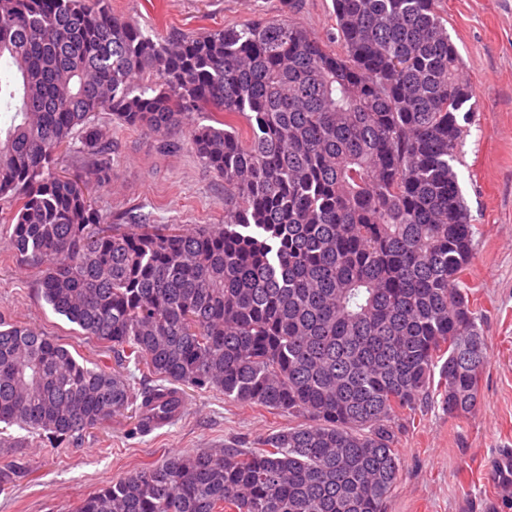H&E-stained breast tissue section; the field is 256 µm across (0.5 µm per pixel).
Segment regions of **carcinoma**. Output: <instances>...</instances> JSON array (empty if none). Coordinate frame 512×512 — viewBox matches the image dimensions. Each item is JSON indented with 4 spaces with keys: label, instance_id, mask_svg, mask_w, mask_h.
<instances>
[{
    "label": "carcinoma",
    "instance_id": "1",
    "mask_svg": "<svg viewBox=\"0 0 512 512\" xmlns=\"http://www.w3.org/2000/svg\"><path fill=\"white\" fill-rule=\"evenodd\" d=\"M436 3L333 0L332 50L285 19L155 41L108 0H0L12 258L81 335L160 380L139 404L130 379L0 317V423L73 441L133 405L144 433L182 386L306 420L137 469L78 512H384L403 470L391 419L436 374L448 416L475 409L486 356L453 167L473 89ZM106 111L160 138L207 115L187 139L224 179V223L102 222ZM77 142L82 182L52 172Z\"/></svg>",
    "mask_w": 512,
    "mask_h": 512
}]
</instances>
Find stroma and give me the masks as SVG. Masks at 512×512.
Masks as SVG:
<instances>
[{"label":"stroma","mask_w":512,"mask_h":512,"mask_svg":"<svg viewBox=\"0 0 512 512\" xmlns=\"http://www.w3.org/2000/svg\"><path fill=\"white\" fill-rule=\"evenodd\" d=\"M113 15L162 40L185 32L208 34L246 20L287 19L334 45L332 0H109ZM438 10L461 57L474 96L454 169L474 226V258L465 272L486 346L476 409L451 418L429 396L391 425L403 473L385 512H512V486L495 478L499 457L512 452V0H439ZM96 122L112 144V178L91 195L109 219L129 209L158 224L192 230L224 221V182L206 168L181 131L161 140L121 126L109 113ZM0 317L56 338L101 369L132 378L134 392L154 385L134 363L81 336L75 324L42 298L34 269L11 258L0 231ZM185 407L171 424L130 434L129 412L112 416L78 442L30 440L0 448V466H20L0 512H77L88 493L128 471L176 454L221 447L248 449L288 426L277 412L225 399L217 389L184 392Z\"/></svg>","instance_id":"stroma-1"}]
</instances>
